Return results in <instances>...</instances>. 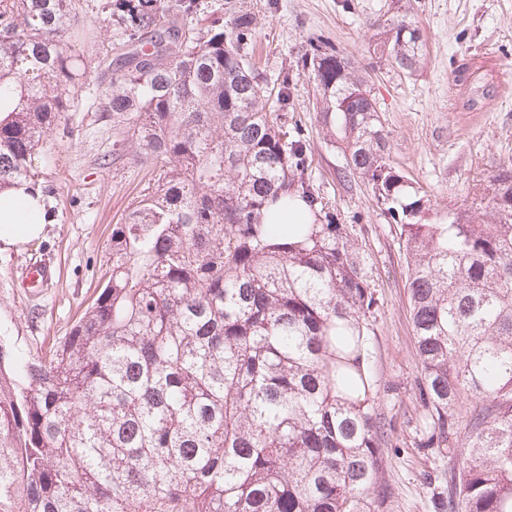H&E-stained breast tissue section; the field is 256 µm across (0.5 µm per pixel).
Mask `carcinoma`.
<instances>
[{"label": "carcinoma", "instance_id": "carcinoma-1", "mask_svg": "<svg viewBox=\"0 0 512 512\" xmlns=\"http://www.w3.org/2000/svg\"><path fill=\"white\" fill-rule=\"evenodd\" d=\"M0 0V189L37 187L35 157L75 95L101 100L146 193L113 225L112 271L69 336L10 371L0 345V512H383L388 428L368 370L377 299L348 230L264 223L292 192L314 217L311 151L288 128L290 78L250 62L256 19L197 27L199 0ZM370 46L411 75L424 44L407 17ZM119 31L88 84L85 40ZM310 44L319 123L346 170L400 226L421 365L418 448L466 456L435 512H512V163L491 193L432 217L386 157L364 82ZM465 410L459 415V410Z\"/></svg>", "mask_w": 512, "mask_h": 512}]
</instances>
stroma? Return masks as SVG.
Returning a JSON list of instances; mask_svg holds the SVG:
<instances>
[{
	"mask_svg": "<svg viewBox=\"0 0 512 512\" xmlns=\"http://www.w3.org/2000/svg\"><path fill=\"white\" fill-rule=\"evenodd\" d=\"M200 27L244 10L256 19L253 60L259 70H289L288 123L312 151L311 178L336 223L355 244L377 305L368 321V367L379 407L391 424L381 457L391 494L385 512H433L432 494L460 456L415 448L421 406L420 365L405 288L407 268L396 223L378 206L366 179L345 173L340 148L323 139L318 91L295 62L311 42L335 48L351 63L376 102L389 133V162L430 201L434 212L469 207L484 195L485 178L512 160V0H201ZM408 15L425 43L411 75L376 64L370 21ZM97 101L76 98L62 113L35 160L52 220L43 235L0 252V345L34 358L67 336L96 299L110 266L114 224L141 194L145 170L131 159ZM113 164L101 165L103 156ZM58 271L35 294L19 288L35 262Z\"/></svg>",
	"mask_w": 512,
	"mask_h": 512,
	"instance_id": "35a3bbf8",
	"label": "stroma"
}]
</instances>
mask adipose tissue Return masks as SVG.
Segmentation results:
<instances>
[{
  "label": "adipose tissue",
  "mask_w": 512,
  "mask_h": 512,
  "mask_svg": "<svg viewBox=\"0 0 512 512\" xmlns=\"http://www.w3.org/2000/svg\"><path fill=\"white\" fill-rule=\"evenodd\" d=\"M46 222L44 204L25 187L0 191V251L37 240Z\"/></svg>",
  "instance_id": "adipose-tissue-1"
}]
</instances>
